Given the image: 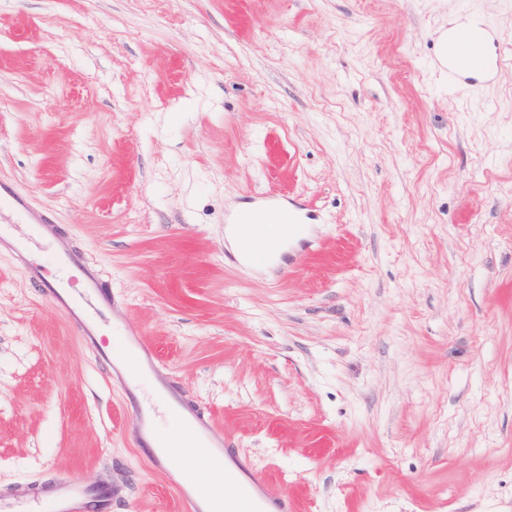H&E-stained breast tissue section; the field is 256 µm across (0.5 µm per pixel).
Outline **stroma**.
I'll use <instances>...</instances> for the list:
<instances>
[{"label":"stroma","mask_w":512,"mask_h":512,"mask_svg":"<svg viewBox=\"0 0 512 512\" xmlns=\"http://www.w3.org/2000/svg\"><path fill=\"white\" fill-rule=\"evenodd\" d=\"M473 16L498 67L452 90ZM0 183L296 512H512V0H0ZM254 191L314 218L285 266L236 260ZM132 427L0 248V491L179 512ZM489 31L490 29L487 25L456 29L448 33L446 43L447 46L450 44L458 47L463 42H469L475 47H481ZM442 75L448 80L449 88H456L461 82L469 80V71L460 68L457 59L448 55V49L442 53ZM112 484L89 487L66 478L46 486L22 484L0 494L1 512H112Z\"/></svg>","instance_id":"obj_1"}]
</instances>
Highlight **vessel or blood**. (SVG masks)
Listing matches in <instances>:
<instances>
[{"instance_id":"vessel-or-blood-1","label":"vessel or blood","mask_w":512,"mask_h":512,"mask_svg":"<svg viewBox=\"0 0 512 512\" xmlns=\"http://www.w3.org/2000/svg\"><path fill=\"white\" fill-rule=\"evenodd\" d=\"M488 31L485 25L458 29L448 33L446 42L453 46L467 42L479 47L483 45ZM15 217L19 221L30 222L33 236L42 240L45 246L54 247L58 232L48 218L33 217L26 207L16 210ZM305 219L300 207L270 197L254 199L250 207L235 215V223L267 224L271 231L265 244L243 254V261L256 264L270 260L280 250L279 226H287L294 236L301 237L306 233ZM57 259L61 266L79 271L76 291L57 287L46 280L38 264H27L28 277L63 309L97 357L109 359L113 375L124 386L134 417V439L140 447L148 450L150 461L157 469H164L166 464L175 460L179 450L174 439L158 428L154 409L139 403L136 390L140 380L152 381L156 399L167 410L175 427L194 433L192 451L199 473L186 475L179 488L182 512H288L287 503L274 493L266 477L251 469L237 449L221 439L214 420L181 394L173 379L161 368L151 345L133 336L123 342L124 349L132 354L131 359L108 358L96 339L99 329L97 317L114 307V300L77 251L58 252ZM214 467L223 469L226 484L235 487L232 499L221 500L216 492L209 489L207 481ZM113 496L111 483L89 487L60 478L47 486L22 484L0 494V512H112Z\"/></svg>"}]
</instances>
